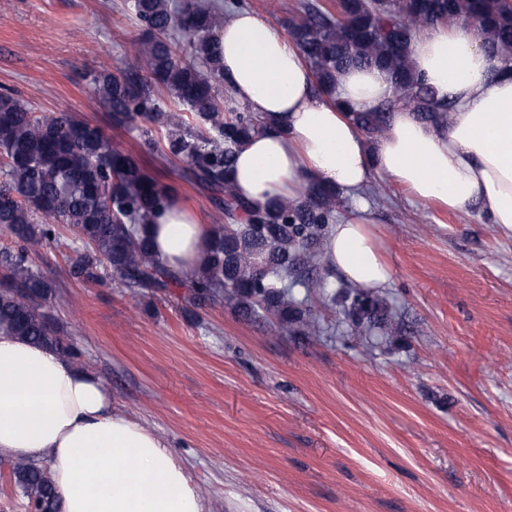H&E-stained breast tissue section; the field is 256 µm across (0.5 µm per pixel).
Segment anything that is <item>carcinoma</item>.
Returning <instances> with one entry per match:
<instances>
[{"mask_svg": "<svg viewBox=\"0 0 512 512\" xmlns=\"http://www.w3.org/2000/svg\"><path fill=\"white\" fill-rule=\"evenodd\" d=\"M124 6L140 35L121 67L91 74L96 101L112 126L137 133L142 151L153 153L161 143L162 152L183 162L187 180L210 193L222 220L212 227L185 300L199 306L222 298L242 318L266 317L279 331L313 337L323 328L307 301L319 290L339 306L350 337L367 348L395 344L401 325L380 291L336 290L317 274L325 231L337 220L338 193L313 187L301 200L276 199L255 210L228 178L237 148L261 129L255 113L221 93L219 32L240 0H125ZM454 18L472 20L488 48L512 61V0H336L334 11L300 0L288 32L318 91L329 97L342 69L385 72L384 104L352 110L359 130L375 140L401 104L424 119L451 123L455 105L436 100L411 53L423 28ZM169 101L193 122L172 120ZM170 192L137 158L114 148L99 126L67 112L41 114L0 94V226L15 243L0 249V332L69 362L78 358L52 325L46 308L54 290L31 260L56 240L60 224L75 229L83 246L73 266L77 279L99 283L114 274L133 291L169 288L177 277L155 254L147 225ZM12 475L32 512H60L44 470L17 459Z\"/></svg>", "mask_w": 512, "mask_h": 512, "instance_id": "cac0c4a2", "label": "carcinoma"}]
</instances>
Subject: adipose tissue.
Returning <instances> with one entry per match:
<instances>
[{
    "instance_id": "adipose-tissue-1",
    "label": "adipose tissue",
    "mask_w": 512,
    "mask_h": 512,
    "mask_svg": "<svg viewBox=\"0 0 512 512\" xmlns=\"http://www.w3.org/2000/svg\"><path fill=\"white\" fill-rule=\"evenodd\" d=\"M224 82L258 113L262 130L236 153L232 179L255 207L301 197L310 184L355 203L333 224L325 258L356 287L389 284L392 267L364 190L391 178L416 201L466 214L481 207L512 230V71L490 52L477 26L436 24L416 39L415 71L455 104L450 125L392 112L369 141L349 110H370L387 95L375 68L337 76L335 97L320 94L293 43L249 9L232 11L220 32ZM211 225L168 195L148 233L157 255L188 277L201 266ZM0 453L52 460L62 512H203L200 493L166 440L112 409V392L53 351L0 333Z\"/></svg>"
}]
</instances>
